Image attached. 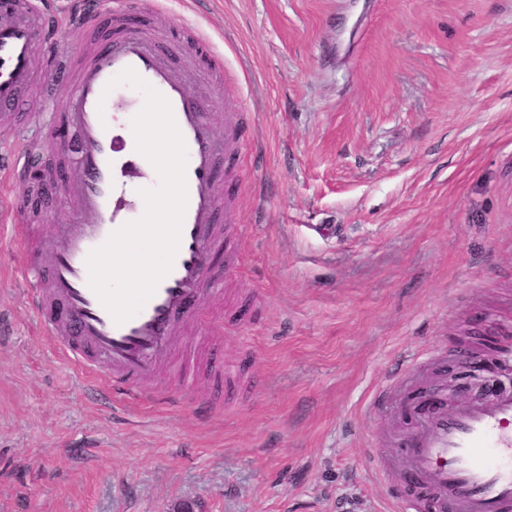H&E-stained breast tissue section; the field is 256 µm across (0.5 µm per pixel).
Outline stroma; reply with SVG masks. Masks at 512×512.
<instances>
[{
	"label": "stroma",
	"instance_id": "1",
	"mask_svg": "<svg viewBox=\"0 0 512 512\" xmlns=\"http://www.w3.org/2000/svg\"><path fill=\"white\" fill-rule=\"evenodd\" d=\"M133 19L196 44L180 63L216 125L249 117L225 181L241 262L206 300L222 330L185 333L181 405L163 376L115 409L20 273L17 215L51 248L76 204L0 170V512H390L407 420L374 397L460 369L466 328L503 346L468 400L512 374V0H152ZM44 73L20 109L36 138L70 90Z\"/></svg>",
	"mask_w": 512,
	"mask_h": 512
}]
</instances>
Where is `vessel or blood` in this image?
I'll use <instances>...</instances> for the list:
<instances>
[{"mask_svg": "<svg viewBox=\"0 0 512 512\" xmlns=\"http://www.w3.org/2000/svg\"><path fill=\"white\" fill-rule=\"evenodd\" d=\"M34 6L0 0V110L18 106L34 71L33 44L44 43L45 66L61 69L70 56L51 15L42 27L31 18ZM190 43L161 46L134 27L123 31L96 57L70 77L71 91L51 122L75 129L64 144L77 176L70 185L80 218L57 228V245L40 254L27 274L35 282L30 305L58 353L83 379L94 381L126 403L153 399L152 384L162 367L171 365L188 326L211 335L218 325L204 299L222 293L223 280L213 275L216 256L237 267L242 251L239 234L224 224L226 198L217 189L225 158L245 144L239 113L224 115V136L216 138L206 101L193 88L175 54H189ZM134 69L170 103L186 144L187 207L180 246L171 271L130 320L116 324L89 285L87 257L110 234L139 219L145 204L123 170L137 164L143 187L157 178L153 165L136 150L133 136L118 137L106 126L98 103L110 80ZM398 409L409 427L396 437L403 475L423 486L445 512H512V392L492 403L448 404L444 381L422 384L417 396Z\"/></svg>", "mask_w": 512, "mask_h": 512, "instance_id": "1", "label": "vessel or blood"}]
</instances>
